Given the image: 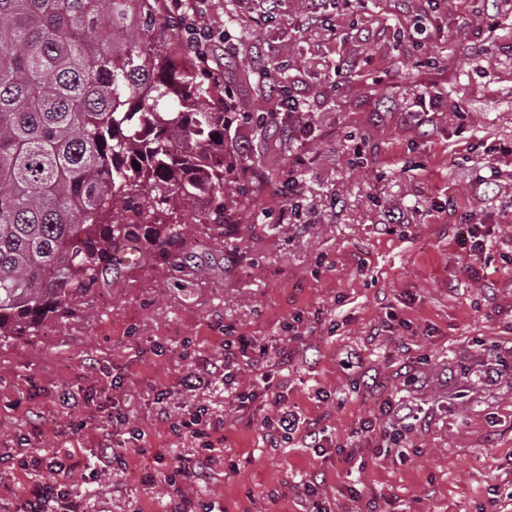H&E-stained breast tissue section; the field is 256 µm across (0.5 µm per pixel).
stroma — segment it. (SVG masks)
<instances>
[{
    "label": "stroma",
    "mask_w": 512,
    "mask_h": 512,
    "mask_svg": "<svg viewBox=\"0 0 512 512\" xmlns=\"http://www.w3.org/2000/svg\"><path fill=\"white\" fill-rule=\"evenodd\" d=\"M226 32L232 72L200 73L237 112L254 111L261 83L253 55L275 63L308 110L306 137L237 121L252 187L224 235L207 237L192 210L176 263L146 254L113 265L75 314L37 335L0 342V512H16L46 471L18 458L69 459L75 512H173L182 498L210 512H304L298 482L314 478L331 512H512V7L504 0H275L266 21L249 0H204ZM429 16L430 36L408 31ZM260 61V62H261ZM441 101L420 119L416 93ZM403 223H392L394 213ZM472 224L487 244L473 259L457 244ZM245 338L290 410L366 459L359 474L302 434L272 447L261 427L275 412L257 400L238 412L229 380H178L191 365ZM398 452L374 457L379 432L358 435L384 399ZM206 410L224 422L217 463L200 480L176 478L201 443L159 422ZM129 420L123 463L100 457L112 416ZM356 485L360 499L347 487Z\"/></svg>",
    "instance_id": "35a3bbf8"
}]
</instances>
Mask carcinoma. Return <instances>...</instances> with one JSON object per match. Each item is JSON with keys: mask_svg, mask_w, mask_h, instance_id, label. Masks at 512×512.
I'll return each mask as SVG.
<instances>
[{"mask_svg": "<svg viewBox=\"0 0 512 512\" xmlns=\"http://www.w3.org/2000/svg\"><path fill=\"white\" fill-rule=\"evenodd\" d=\"M162 0H0V339L73 315L133 241L172 252L160 215L224 196L249 167L224 149L222 92L161 30ZM138 166H133V162ZM225 205L205 212L224 234Z\"/></svg>", "mask_w": 512, "mask_h": 512, "instance_id": "1", "label": "carcinoma"}]
</instances>
